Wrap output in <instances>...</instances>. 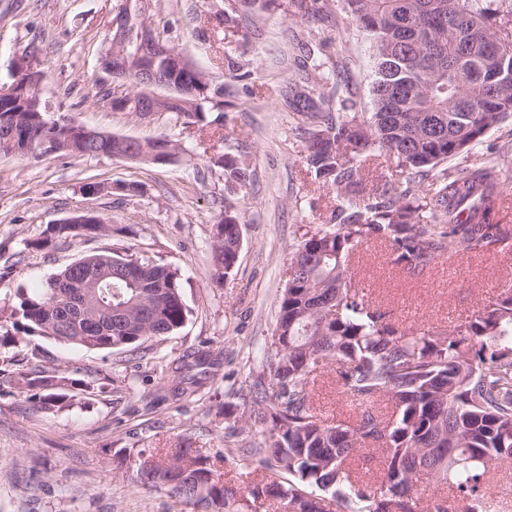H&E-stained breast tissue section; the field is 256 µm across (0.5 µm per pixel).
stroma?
I'll return each mask as SVG.
<instances>
[{"label":"stroma","mask_w":512,"mask_h":512,"mask_svg":"<svg viewBox=\"0 0 512 512\" xmlns=\"http://www.w3.org/2000/svg\"><path fill=\"white\" fill-rule=\"evenodd\" d=\"M222 0H150L168 20L173 46L214 82L225 84L234 108L222 133L227 150L250 158L254 178L240 203L242 246L233 275L210 277L209 244L224 209V175L205 153L210 130L191 132L166 114L149 118L114 111L102 100L99 67L117 0H0V81L11 79L22 54L44 71L41 98L73 122L141 140L160 134L189 145L177 162L146 165L112 156L62 152L32 158L0 156V365L25 357L63 374L79 372L90 392L65 405L33 408L16 384L0 382V512H195L132 476L142 448H170L191 439L198 448L224 445V413L241 415L237 390L262 372L292 247L303 233L329 223L332 189L308 174L306 142L294 128L281 92L306 89L295 61L304 47L324 61H345L355 109L371 112L374 79L369 40L347 18L341 0H320L316 17L295 13L291 0L256 23L239 22L223 37L199 39L212 6ZM474 159H495L507 171L502 223L512 225V124L489 129ZM137 184L138 192L119 191ZM84 210L108 217L109 237L76 239L52 250L30 248L48 225ZM111 248L147 254L176 269L189 315L142 354L96 351L24 332L10 315L17 290L35 292L84 254ZM372 305L392 311L403 327L449 329L512 288V248L448 260L424 273L393 269L386 245L363 247L353 267ZM209 346L220 353L205 393L169 399L168 364ZM110 385H102V376Z\"/></svg>","instance_id":"1"}]
</instances>
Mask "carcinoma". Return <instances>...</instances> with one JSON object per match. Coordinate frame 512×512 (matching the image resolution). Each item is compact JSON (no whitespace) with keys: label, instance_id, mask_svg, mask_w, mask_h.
Returning a JSON list of instances; mask_svg holds the SVG:
<instances>
[{"label":"carcinoma","instance_id":"1","mask_svg":"<svg viewBox=\"0 0 512 512\" xmlns=\"http://www.w3.org/2000/svg\"><path fill=\"white\" fill-rule=\"evenodd\" d=\"M351 20L369 36L375 59L367 120L353 111L342 80L346 64L336 62L332 76L309 52L299 69L313 71V87L288 98L300 116L307 139V171L336 193L330 224L305 232L292 247L288 283L281 295L276 327L288 335L282 348L265 353L268 374L247 392L248 417L225 427L224 447L260 458L266 473L245 489L224 481L216 463L224 453L193 447L191 439L172 448L141 449L134 481L164 489L201 512H255L271 501L280 512H418L417 483L426 475L467 503L466 512H496L487 485L489 469L512 463V291L449 330H405L371 306L363 289L351 283L348 262L353 251L370 241L390 247V264L423 272L442 255L464 257L509 239L498 219L501 169L484 161L448 170V160L481 143L493 126L512 117V55L495 50L493 39L507 30L512 38V0H342ZM276 0H227L214 12L209 30L243 14L275 8ZM145 14L125 33V46L108 45L130 57L140 43ZM155 67L165 95L185 103L166 112L184 127L224 126V87L194 67L177 68L160 59ZM133 97L120 111L139 112L137 71L110 73ZM38 89L24 104H0V155L25 156L43 140L55 139L75 156L131 153L150 164L167 151L180 156V143L161 134L133 142L99 134L93 142L71 139L70 130L35 121ZM382 154L392 158L404 181H386L368 191L364 175ZM211 167L224 174V212L213 224L211 275L221 281L233 274L242 239L236 200L252 179L247 158L211 146ZM112 234L107 224H52L29 247L46 250L61 239ZM112 261L95 269L109 271L111 287L94 298L86 288H64L89 275L87 268L64 269L35 294L20 292L12 314L23 329L97 350L139 348L148 339L175 333L188 309L177 271L142 254L131 257L112 249L98 251ZM126 304L120 315L107 316L101 306ZM85 322L103 332L94 341L82 333ZM217 364L209 350L171 366L174 395L194 394ZM335 366L336 385L354 407L350 421L330 423L317 413L313 386L317 373ZM0 375L23 384L27 401L49 410L70 397L79 379L58 375L53 367L28 368L23 360ZM392 403L391 416L377 411L380 399ZM255 436L241 441L247 428ZM363 447L378 452L383 477L370 482L349 469ZM328 492L319 497L309 491Z\"/></svg>","mask_w":512,"mask_h":512}]
</instances>
